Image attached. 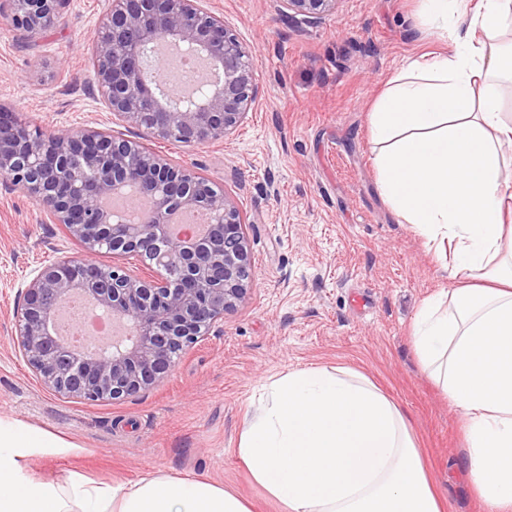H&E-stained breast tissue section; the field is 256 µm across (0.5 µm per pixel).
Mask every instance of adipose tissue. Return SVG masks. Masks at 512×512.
Instances as JSON below:
<instances>
[{
    "mask_svg": "<svg viewBox=\"0 0 512 512\" xmlns=\"http://www.w3.org/2000/svg\"><path fill=\"white\" fill-rule=\"evenodd\" d=\"M451 53L396 70L370 118L378 190L392 212L448 243L452 288L419 310L424 369L467 425L464 464L488 512H512V0H421ZM54 433L0 420V512H250L199 478L147 475L114 486L74 474L35 480L22 467L60 452ZM251 477L285 512H440L400 410L341 367L273 380L239 438Z\"/></svg>",
    "mask_w": 512,
    "mask_h": 512,
    "instance_id": "obj_1",
    "label": "adipose tissue"
}]
</instances>
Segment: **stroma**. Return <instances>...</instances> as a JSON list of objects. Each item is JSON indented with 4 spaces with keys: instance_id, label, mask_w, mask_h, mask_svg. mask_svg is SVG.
Wrapping results in <instances>:
<instances>
[{
    "instance_id": "35a3bbf8",
    "label": "stroma",
    "mask_w": 512,
    "mask_h": 512,
    "mask_svg": "<svg viewBox=\"0 0 512 512\" xmlns=\"http://www.w3.org/2000/svg\"><path fill=\"white\" fill-rule=\"evenodd\" d=\"M203 5L251 54L258 96L233 133L194 147L149 136L103 102L93 57L107 0H65L54 28L29 40L0 14V106L32 132L101 129L190 166L237 205L251 258L246 298L168 377L122 401L68 399L22 357L13 313L33 269L84 251L0 177V419L70 445L25 458L27 475L112 485L202 476L250 512H284L238 457L240 434L274 377L340 366L397 405L443 512H483L461 470L465 423L412 336L420 308L454 282L436 244L380 196L370 139L393 71L449 42L421 32L419 0H339L317 18L288 15L279 0Z\"/></svg>"
}]
</instances>
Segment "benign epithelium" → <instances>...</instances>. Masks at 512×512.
<instances>
[{
	"instance_id": "1",
	"label": "benign epithelium",
	"mask_w": 512,
	"mask_h": 512,
	"mask_svg": "<svg viewBox=\"0 0 512 512\" xmlns=\"http://www.w3.org/2000/svg\"><path fill=\"white\" fill-rule=\"evenodd\" d=\"M288 14L332 13L339 0H280ZM64 0H0L24 38L50 30ZM174 41L202 53L224 83L198 101L167 88L145 92L140 76L155 58L145 47ZM98 90L108 109L156 137L183 146L224 138L256 100L254 64L224 19L201 0H109L95 46ZM0 174L21 187L56 224L65 225L86 256L37 270L18 293L14 333L19 350L45 385L66 398L97 402L134 396L157 384L176 359L247 295L250 253L240 211L223 192L187 166L174 167L140 144L103 130L32 134L0 109ZM129 190L154 211L121 224L102 200ZM206 209L216 216L194 238L167 233L170 214ZM108 244L117 254L148 257L159 278L147 282L126 266L105 270L87 258ZM93 295L100 311L124 324L120 340L98 341L78 354L54 335L52 309L73 291Z\"/></svg>"
}]
</instances>
